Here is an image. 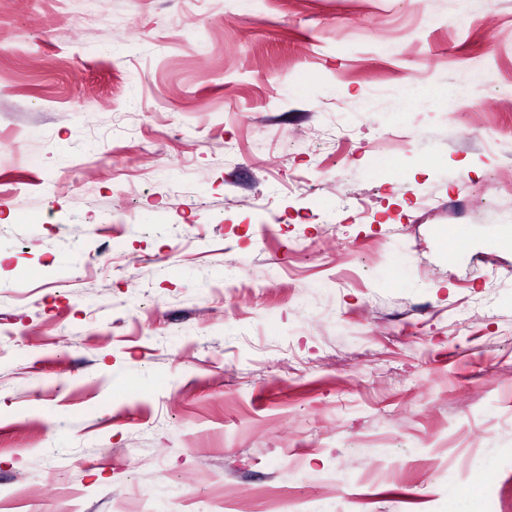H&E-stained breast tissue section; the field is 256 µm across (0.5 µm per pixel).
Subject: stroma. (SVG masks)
Listing matches in <instances>:
<instances>
[{
    "mask_svg": "<svg viewBox=\"0 0 512 512\" xmlns=\"http://www.w3.org/2000/svg\"><path fill=\"white\" fill-rule=\"evenodd\" d=\"M504 175L512 0H0V512H512Z\"/></svg>",
    "mask_w": 512,
    "mask_h": 512,
    "instance_id": "obj_1",
    "label": "stroma"
}]
</instances>
